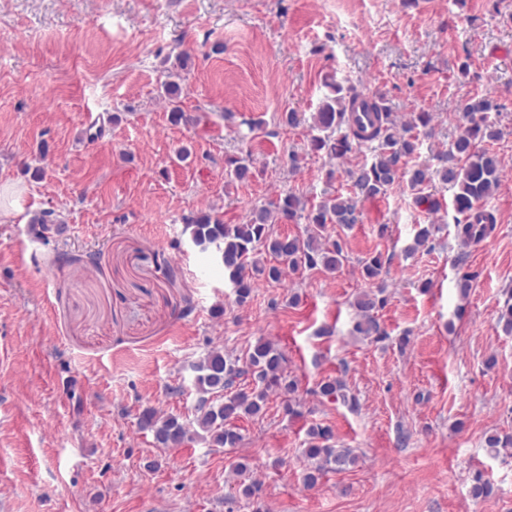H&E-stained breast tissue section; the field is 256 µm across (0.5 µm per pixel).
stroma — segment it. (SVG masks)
I'll list each match as a JSON object with an SVG mask.
<instances>
[{
  "label": "stroma",
  "mask_w": 512,
  "mask_h": 512,
  "mask_svg": "<svg viewBox=\"0 0 512 512\" xmlns=\"http://www.w3.org/2000/svg\"><path fill=\"white\" fill-rule=\"evenodd\" d=\"M182 52L176 125L160 92ZM328 77L387 93L400 118L432 113L431 163L461 98L504 104L496 230L461 247L452 213L396 187L363 203L360 224L329 227L340 270L255 280L236 305L184 218L213 207L239 224L284 191L319 199L330 169L345 187L346 161L309 156L291 172L309 129L280 124L316 112ZM251 119L265 129L240 142ZM242 150L249 176L227 183L224 159ZM0 186L15 190L0 203V512H512V458L486 446L512 434L499 321L512 296V0H0ZM43 210L64 234L32 224ZM421 224L435 248L407 255ZM376 253L389 260L378 342L352 333L369 288L358 262ZM260 339L299 380L296 415L270 395L238 420L236 448H157L139 431L147 407L191 416V366L210 348L241 355ZM329 378L344 397L320 394ZM315 423L358 460L310 489ZM240 463L259 497L234 494ZM478 471L491 491L477 499Z\"/></svg>",
  "instance_id": "stroma-1"
}]
</instances>
